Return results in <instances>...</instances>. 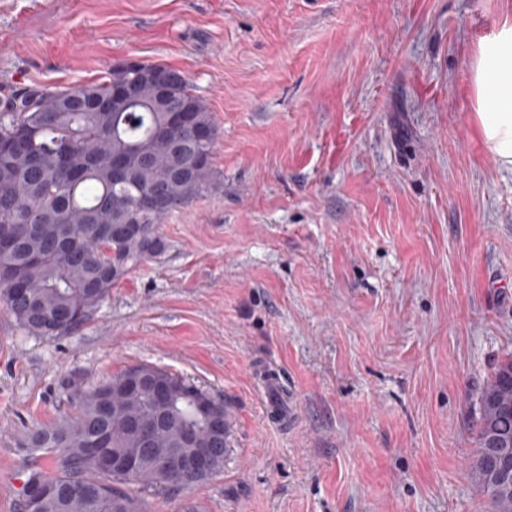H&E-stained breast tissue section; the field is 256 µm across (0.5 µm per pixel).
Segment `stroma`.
Wrapping results in <instances>:
<instances>
[{"mask_svg":"<svg viewBox=\"0 0 512 512\" xmlns=\"http://www.w3.org/2000/svg\"><path fill=\"white\" fill-rule=\"evenodd\" d=\"M512 0H0V103L138 59L219 139L165 252L60 336L0 306V512L24 436L138 364L232 417L224 468L152 512H492L480 393L512 357V170L468 94Z\"/></svg>","mask_w":512,"mask_h":512,"instance_id":"1","label":"stroma"}]
</instances>
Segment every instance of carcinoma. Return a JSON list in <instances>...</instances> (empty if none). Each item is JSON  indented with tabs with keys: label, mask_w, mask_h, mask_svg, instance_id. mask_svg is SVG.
Returning <instances> with one entry per match:
<instances>
[{
	"label": "carcinoma",
	"mask_w": 512,
	"mask_h": 512,
	"mask_svg": "<svg viewBox=\"0 0 512 512\" xmlns=\"http://www.w3.org/2000/svg\"><path fill=\"white\" fill-rule=\"evenodd\" d=\"M168 76L167 95L146 78ZM131 86L138 104L117 99ZM189 123L176 127L175 110ZM210 132L205 142L192 128ZM218 131L210 112L178 69L143 62L113 69L98 82L36 87L0 106V302L31 334L59 336L89 319L129 269L160 256L166 242L159 224L207 192L215 174ZM158 192L163 204L138 209ZM25 292H14L16 280ZM136 370L169 387L165 403L146 389H128L123 372L74 398V411L32 432L22 442L33 457L50 460L27 479L49 489L41 512H147L146 496L201 483L214 469L189 479L164 473L158 456L170 448L192 453L222 448L204 435L198 405L219 415L224 404L208 392L160 368ZM201 438L189 442L185 431ZM471 471L488 493L494 512H512V487L502 490L490 462L496 449L512 445V358L503 361L484 387L476 424ZM120 460L133 456L135 476L123 467L103 470L88 448L93 442Z\"/></svg>",
	"instance_id": "1"
}]
</instances>
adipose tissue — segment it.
<instances>
[{"instance_id":"1","label":"adipose tissue","mask_w":512,"mask_h":512,"mask_svg":"<svg viewBox=\"0 0 512 512\" xmlns=\"http://www.w3.org/2000/svg\"><path fill=\"white\" fill-rule=\"evenodd\" d=\"M469 88L476 125L494 161L512 169V12L477 38Z\"/></svg>"}]
</instances>
